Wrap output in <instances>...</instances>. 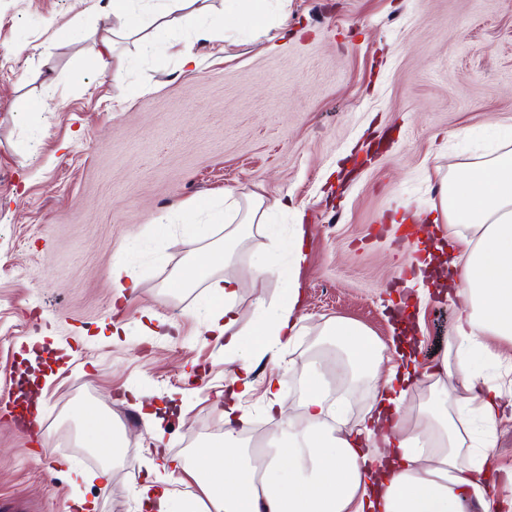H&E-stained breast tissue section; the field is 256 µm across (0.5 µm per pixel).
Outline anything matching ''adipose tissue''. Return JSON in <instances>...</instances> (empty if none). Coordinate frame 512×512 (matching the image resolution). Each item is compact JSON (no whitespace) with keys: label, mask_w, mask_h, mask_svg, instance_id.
<instances>
[{"label":"adipose tissue","mask_w":512,"mask_h":512,"mask_svg":"<svg viewBox=\"0 0 512 512\" xmlns=\"http://www.w3.org/2000/svg\"><path fill=\"white\" fill-rule=\"evenodd\" d=\"M111 36L101 43L95 66L110 75L117 89L125 87L121 42H138L147 52L160 53V36L175 37L195 7L201 19L195 40L221 41L223 20L207 17L198 0H166L149 18L136 13V0H108ZM226 216L191 209L192 219L209 218L231 224L224 247L194 263L193 282H207L212 336L223 338L224 354L238 364L236 390L224 408V451L181 465L164 449L156 455L166 469L181 470L201 494L182 506L176 492L142 483L138 499L142 512H512V495L504 496L486 481L488 450L495 445L497 401L476 367L485 352L484 337L512 344V152L482 166H467L455 181H441L431 222L472 227L475 236L452 241L443 257L446 281L463 287L464 307L448 347L453 360L420 368L414 354L396 349L385 362L383 348L372 333L339 316L324 322L320 335L344 357L351 380L371 376L375 393L369 422L361 429L344 428V405L328 402L327 363L312 357L305 375L301 419H285L269 439L267 459L256 466L257 451L243 447L245 420L237 401L252 388V361L278 363L287 344L302 334L299 272L305 260L306 225H292L288 265L273 252L257 262L252 274L262 278L283 273L288 280L280 302L257 299L252 318L242 322L236 302L241 280L220 275L227 253L269 223L272 207L252 193L236 200L224 194ZM428 380L427 396L409 405L408 384Z\"/></svg>","instance_id":"obj_1"}]
</instances>
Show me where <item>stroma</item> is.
Here are the masks:
<instances>
[{"mask_svg":"<svg viewBox=\"0 0 512 512\" xmlns=\"http://www.w3.org/2000/svg\"><path fill=\"white\" fill-rule=\"evenodd\" d=\"M106 2L0 0V394L36 360L42 407L31 434L0 408V512H78L80 499L138 512L144 480L168 484L157 445L183 463L219 451L236 367L207 331L209 288L175 282L226 230L197 235L183 208L231 189L291 198L308 219L306 334L282 353L277 412L263 402L264 360L239 404L255 444L296 416V376L324 321L343 316L391 345L409 260L438 243L428 216L441 177L512 150V0H287L288 33L272 48L239 32L232 0H208L227 40L195 43L194 69L179 47L158 65L124 44L125 98L89 66L110 27ZM77 15L86 37L56 38ZM406 210L415 220L399 223ZM292 222L275 211L227 263L244 282L242 320L256 296L282 297V277L255 283L250 268ZM116 266L135 283L117 309ZM462 304L430 274L420 365L440 362ZM479 369L505 405L491 459L512 470V359ZM132 394L165 414L161 431L144 426ZM92 407L115 430L106 463L78 437Z\"/></svg>","mask_w":512,"mask_h":512,"instance_id":"1","label":"stroma"}]
</instances>
